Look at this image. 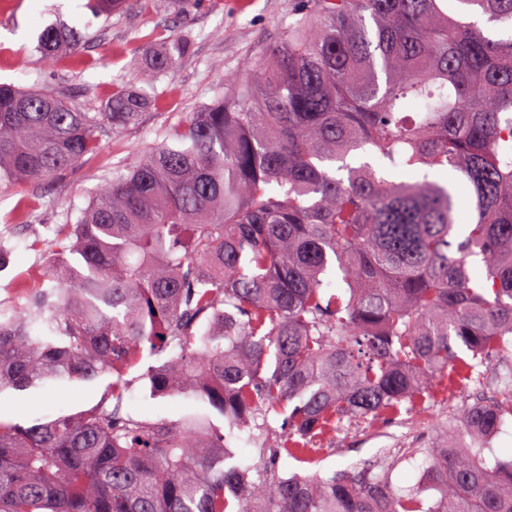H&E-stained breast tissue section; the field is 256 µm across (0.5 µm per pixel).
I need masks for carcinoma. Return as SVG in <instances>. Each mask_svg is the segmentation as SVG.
<instances>
[{
  "mask_svg": "<svg viewBox=\"0 0 512 512\" xmlns=\"http://www.w3.org/2000/svg\"><path fill=\"white\" fill-rule=\"evenodd\" d=\"M507 22L512 0H304L260 63L56 225L49 285L0 302V390L112 381L76 416L0 421V512H512V456L475 447L501 429L496 403L465 408L408 495L387 467L278 474L317 462L343 419L395 418L512 347ZM83 39L50 25L37 50L87 68ZM191 45L167 38L94 116L0 84V185L51 181L102 128L137 124ZM448 167L468 195L387 178ZM146 348L174 351L151 392L257 429L256 465L205 414L123 412Z\"/></svg>",
  "mask_w": 512,
  "mask_h": 512,
  "instance_id": "obj_1",
  "label": "carcinoma"
}]
</instances>
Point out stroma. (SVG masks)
<instances>
[{"mask_svg": "<svg viewBox=\"0 0 512 512\" xmlns=\"http://www.w3.org/2000/svg\"><path fill=\"white\" fill-rule=\"evenodd\" d=\"M297 4L192 0L180 14L169 8L168 0H150L105 20L92 16L87 0H0V83L53 90L85 112L104 111L113 91L133 82L164 38L192 37L191 53L156 81L153 101L137 125L104 133L98 154L56 180L0 189V234L12 247L10 264L0 270V300L19 276L40 279L42 270L54 263V252L35 248V238H52L55 225L76 223L102 180L125 172L134 157L161 144L183 113L210 103L225 74L262 59L293 21ZM58 21L85 32L81 51L91 67L74 68L36 53L40 33ZM165 360V355L147 353L130 370L124 409L133 417L175 422L199 411L198 403L149 393L143 377ZM109 381L105 375L91 382L1 391L0 421L28 425L89 409L104 397ZM483 387L480 381L454 379L397 419L343 421L325 441L316 468L327 472L359 464L377 472L388 465L395 490L407 494L425 466L426 450L444 428L457 425L464 406L481 399Z\"/></svg>", "mask_w": 512, "mask_h": 512, "instance_id": "1", "label": "stroma"}]
</instances>
